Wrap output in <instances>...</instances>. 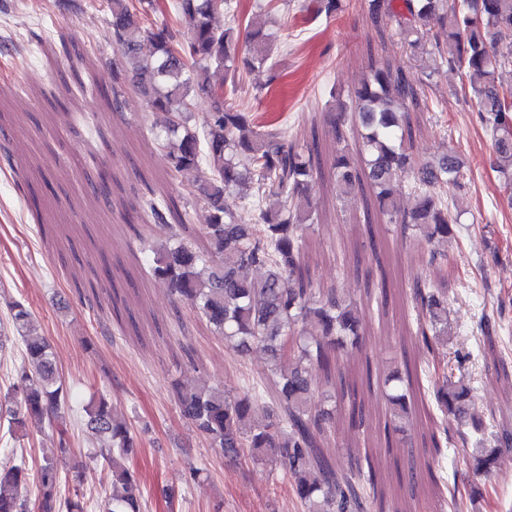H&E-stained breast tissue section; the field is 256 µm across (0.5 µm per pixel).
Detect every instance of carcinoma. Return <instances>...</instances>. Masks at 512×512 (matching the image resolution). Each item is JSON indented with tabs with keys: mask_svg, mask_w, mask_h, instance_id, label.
<instances>
[{
	"mask_svg": "<svg viewBox=\"0 0 512 512\" xmlns=\"http://www.w3.org/2000/svg\"><path fill=\"white\" fill-rule=\"evenodd\" d=\"M107 7L119 53L115 81L131 77L151 108L165 115V136L157 138L156 149L164 153L170 174L209 170L198 186L209 209L200 245L174 231L185 224L172 195L146 185L138 221L161 225L168 235L140 272L188 302L227 348L244 353L259 347L272 361L278 412L271 417H254L265 394L262 383L237 395L204 383H176L182 415L224 455L248 450L252 459L275 464L306 512H365L364 502L378 497L381 472L367 443L356 449V463L348 471L334 469L324 444L336 413L347 415L352 430L367 429L359 389L380 385L383 443L392 448L397 435L413 425L414 390L429 382L441 418H430L428 482L440 481L433 463L448 443L450 419L466 427L460 436L471 444L475 472L491 474L512 435L493 434L475 417L468 381L445 353L452 330L448 258L433 254L432 275L412 288L408 331L422 341L430 360L414 368L395 363L379 373L366 359L353 372L344 357L361 349L362 336L383 321L386 290L367 292L359 306L331 289L314 287L311 265L319 242L312 240L317 207L309 190L326 181L339 200L362 196L363 221L370 229L399 224L430 243L453 236L461 214L452 210L448 187H465L462 163L451 150L419 159L409 112L411 104L429 108L425 87L445 68L468 79L464 94L494 142L503 186L512 189V85L500 81L501 72L512 68V54L499 50L512 46V0H400L398 5L368 0L373 23L394 22L407 47L425 56L423 78L416 82L401 70L379 67L364 76L348 102L330 91L335 110L353 109L357 124L352 147L346 131L336 127L339 147L325 160L293 143L287 129L260 125L251 113L224 101V84L216 83L211 71L235 73L241 44L248 51L244 63L266 69L268 84L283 78L270 57L273 34L239 16L231 0H175L174 13L192 22L185 34L153 24L152 17L166 11L162 0H107ZM347 7V0H318L317 13L331 18ZM222 12L230 24L215 23ZM200 93L214 107L197 131L189 121ZM408 170L414 183L411 206L405 208L400 177ZM243 189L251 191L249 224L224 207L226 194ZM173 219L180 224H170ZM10 326L22 341L24 361L6 408L8 432L14 435L26 429L27 420L47 417L59 429V442L43 458L33 500L27 494L25 462L0 469V512H86L81 499L58 496L57 459L70 448L63 429L67 394L52 347L34 332L30 312L20 302L11 307ZM85 413L100 438V455L112 468V494L101 503V512H145L140 481L130 467L141 447L139 437L104 396L90 400Z\"/></svg>",
	"mask_w": 512,
	"mask_h": 512,
	"instance_id": "1",
	"label": "carcinoma"
}]
</instances>
